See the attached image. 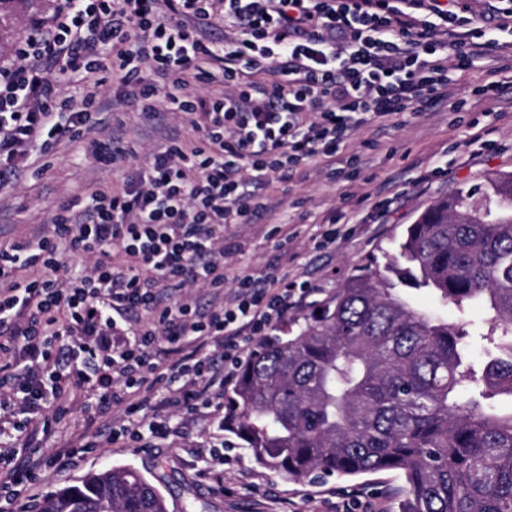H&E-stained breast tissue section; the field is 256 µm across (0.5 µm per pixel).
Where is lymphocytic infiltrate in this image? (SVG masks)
Masks as SVG:
<instances>
[{
	"label": "lymphocytic infiltrate",
	"instance_id": "f902f5d3",
	"mask_svg": "<svg viewBox=\"0 0 512 512\" xmlns=\"http://www.w3.org/2000/svg\"><path fill=\"white\" fill-rule=\"evenodd\" d=\"M213 2L57 0L0 65V187L32 151L103 129L113 105L150 120L161 100L194 132L172 130L120 187L0 240V512H33L46 470L106 444H160L173 417L222 411L245 345L312 294L273 273L227 277L224 231L266 211L257 187L422 113L449 66L502 50L489 29L512 32V6L486 15L459 0ZM74 75L84 94L61 97ZM111 76L120 94L107 101ZM217 82L208 99L192 92ZM198 283L213 304L188 299ZM76 413L78 429L47 451Z\"/></svg>",
	"mask_w": 512,
	"mask_h": 512
}]
</instances>
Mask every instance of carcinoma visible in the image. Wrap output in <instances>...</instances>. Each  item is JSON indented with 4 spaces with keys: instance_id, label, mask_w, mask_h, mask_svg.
<instances>
[{
    "instance_id": "1",
    "label": "carcinoma",
    "mask_w": 512,
    "mask_h": 512,
    "mask_svg": "<svg viewBox=\"0 0 512 512\" xmlns=\"http://www.w3.org/2000/svg\"><path fill=\"white\" fill-rule=\"evenodd\" d=\"M393 273L456 318L486 308L497 351L384 287ZM291 336L261 341L224 395V426L292 479L397 470L402 512H512V172L461 188L408 225L398 255L346 280ZM37 512H169L130 467L89 472Z\"/></svg>"
}]
</instances>
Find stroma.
Returning <instances> with one entry per match:
<instances>
[{
  "mask_svg": "<svg viewBox=\"0 0 512 512\" xmlns=\"http://www.w3.org/2000/svg\"><path fill=\"white\" fill-rule=\"evenodd\" d=\"M54 7L55 0H0V59L12 57L32 17ZM493 78L502 86L499 94L475 97L474 88ZM458 102L463 111H454ZM86 147V141L64 139L49 155L32 153L21 178L0 187V230L22 236L58 205L137 165L130 158L119 169L102 167ZM347 150L361 159L355 178L313 172L263 189L275 216L227 230L241 246L224 258L230 270L306 280L316 300H323L372 258L394 253L407 225L426 207L494 172H512V59L488 58L467 70L449 69L448 92L433 108L359 130ZM330 221L335 243L317 246ZM214 433L206 416L184 418L181 436L166 447L98 449L74 468L46 472L41 492L75 484L91 471L128 466L163 480L172 512H365L369 506L374 512H397L404 497L405 479L395 471L316 482L288 478L256 463L229 432L224 463L189 451V444L207 443Z\"/></svg>",
  "mask_w": 512,
  "mask_h": 512,
  "instance_id": "obj_1",
  "label": "stroma"
}]
</instances>
